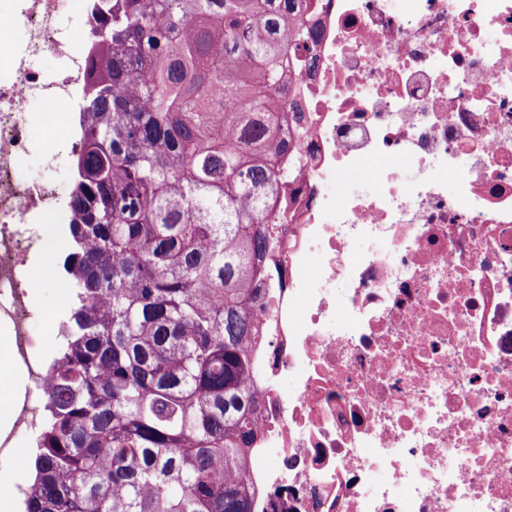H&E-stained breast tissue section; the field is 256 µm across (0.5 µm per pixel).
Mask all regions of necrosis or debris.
Instances as JSON below:
<instances>
[{"instance_id":"obj_1","label":"necrosis or debris","mask_w":512,"mask_h":512,"mask_svg":"<svg viewBox=\"0 0 512 512\" xmlns=\"http://www.w3.org/2000/svg\"><path fill=\"white\" fill-rule=\"evenodd\" d=\"M290 177L292 210L255 283L253 512H512V0H319ZM90 0H29L27 59L0 91V319L34 386L27 321L34 220L51 202L16 172L24 106L79 110ZM63 62L45 76L32 64ZM347 170L367 188H339Z\"/></svg>"}]
</instances>
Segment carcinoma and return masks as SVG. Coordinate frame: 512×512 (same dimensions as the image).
<instances>
[{
    "label": "carcinoma",
    "instance_id": "1",
    "mask_svg": "<svg viewBox=\"0 0 512 512\" xmlns=\"http://www.w3.org/2000/svg\"><path fill=\"white\" fill-rule=\"evenodd\" d=\"M23 512H252L250 282L276 244L314 0H94Z\"/></svg>",
    "mask_w": 512,
    "mask_h": 512
}]
</instances>
